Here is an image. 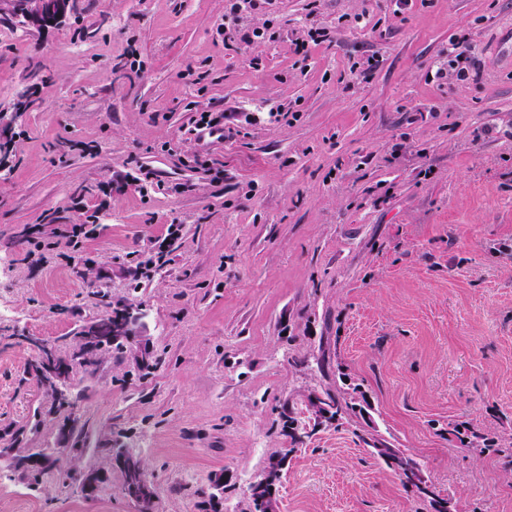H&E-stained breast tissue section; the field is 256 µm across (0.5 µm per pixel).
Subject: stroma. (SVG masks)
Listing matches in <instances>:
<instances>
[{
    "label": "stroma",
    "mask_w": 512,
    "mask_h": 512,
    "mask_svg": "<svg viewBox=\"0 0 512 512\" xmlns=\"http://www.w3.org/2000/svg\"><path fill=\"white\" fill-rule=\"evenodd\" d=\"M459 41L476 73L436 79ZM201 112L251 120L218 137ZM0 122V512H137L99 452L117 445L157 512H243L288 445L283 401L328 387L363 412L309 420L280 512H433L369 434L454 512H512V0H78L45 31L0 14ZM129 308L123 354L71 382L92 450L70 467L104 474L95 496L57 468L13 476L74 443L33 338L66 357ZM365 442L371 447L373 454L384 459L389 467H391L389 461H393L398 462L400 466L404 468V471L420 468V464L413 457L400 450V448H392V444L381 436H372L370 441L365 440ZM404 480L406 484L412 488L427 490L421 470H414L413 472L408 473V477H404ZM52 454L55 456L54 461H59L61 459H76L79 455H70L67 452L66 448H44L40 450V452L32 454V456L24 457L21 459H17L15 463V468L21 471L24 474H31L32 472H37L43 470L46 466L50 465V459L45 455H37V454ZM46 471V470H45ZM45 471H41L40 473H36L33 475L34 480L39 477V480L36 484H39L45 474Z\"/></svg>",
    "instance_id": "1"
}]
</instances>
